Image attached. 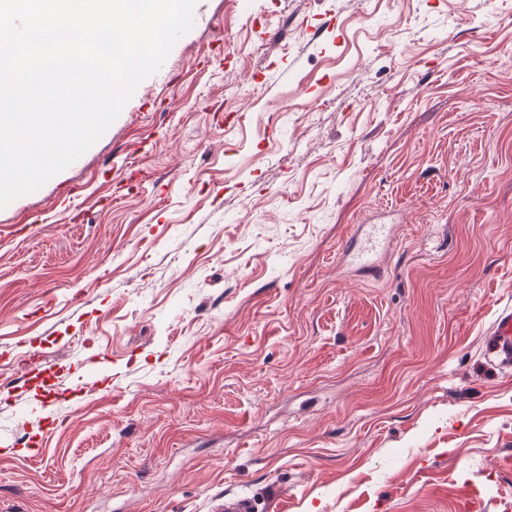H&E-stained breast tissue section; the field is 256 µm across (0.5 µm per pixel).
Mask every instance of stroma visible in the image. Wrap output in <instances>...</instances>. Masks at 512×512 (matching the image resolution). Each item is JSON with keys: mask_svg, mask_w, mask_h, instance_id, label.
<instances>
[{"mask_svg": "<svg viewBox=\"0 0 512 512\" xmlns=\"http://www.w3.org/2000/svg\"><path fill=\"white\" fill-rule=\"evenodd\" d=\"M194 20L0 210V512H512V0ZM390 232V225H373L367 234L364 244L351 252L353 264L363 270L374 268L380 251L385 247ZM487 360L501 368L512 367V306L499 309L491 323Z\"/></svg>", "mask_w": 512, "mask_h": 512, "instance_id": "1", "label": "stroma"}]
</instances>
